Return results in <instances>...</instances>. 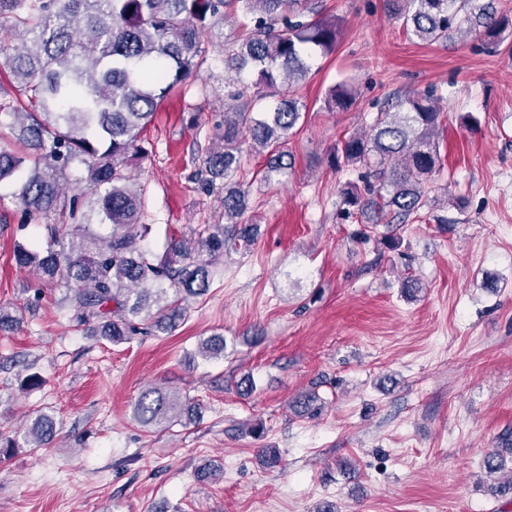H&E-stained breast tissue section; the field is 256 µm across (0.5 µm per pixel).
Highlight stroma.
I'll return each mask as SVG.
<instances>
[{"mask_svg":"<svg viewBox=\"0 0 512 512\" xmlns=\"http://www.w3.org/2000/svg\"><path fill=\"white\" fill-rule=\"evenodd\" d=\"M314 3L343 28L295 87L300 128L278 152L251 156L243 221L259 225L258 238L225 256L172 334L115 346L76 330L60 290L16 265L18 183L0 182V308L23 314L0 329V430L41 408L56 421L47 447L0 461V512H512L481 468L512 434V47L489 50L475 34L421 41L385 0ZM237 32L213 29L205 68L140 134L149 156L130 184L153 251L224 221L220 193L194 182L196 142L224 122L223 47ZM345 80L354 106L328 109V90ZM429 90L443 112V168L388 250L385 227L363 238L371 212L341 195L358 172L333 155L391 99ZM278 156L285 173L266 179ZM215 334L223 358L196 359L198 341ZM31 372L43 386L21 389ZM246 376L249 394L236 388ZM151 385L199 404L198 417L140 425L132 404ZM311 388L322 412L297 416L289 404ZM264 448L279 449L276 466L261 463ZM209 462L223 477L197 482Z\"/></svg>","mask_w":512,"mask_h":512,"instance_id":"stroma-1","label":"stroma"}]
</instances>
